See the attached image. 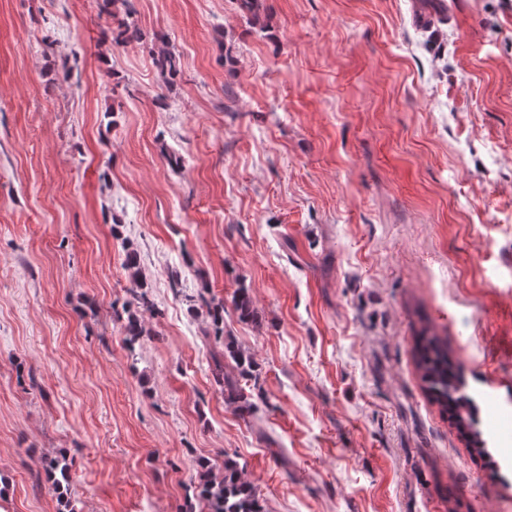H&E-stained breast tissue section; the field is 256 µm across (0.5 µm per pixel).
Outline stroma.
<instances>
[{"mask_svg": "<svg viewBox=\"0 0 512 512\" xmlns=\"http://www.w3.org/2000/svg\"><path fill=\"white\" fill-rule=\"evenodd\" d=\"M412 2L130 0L117 47L103 0H0V512H59L61 454L79 512H187L228 457L266 512H512L413 355L430 323L482 420L512 413V0L424 30ZM205 283L253 416L213 382ZM128 13L130 11L126 12V17L120 16L119 13L112 14L111 33L112 43L115 45H122L139 37L138 30L127 20ZM153 65L167 83L176 79L181 72L179 56L165 48L153 53ZM125 269L131 278L135 288H132L134 307L125 310L124 330L127 342L132 345L145 336L147 333L142 314L144 312H155V305L152 301L146 284L143 280L139 258L137 252L133 249H126Z\"/></svg>", "mask_w": 512, "mask_h": 512, "instance_id": "stroma-1", "label": "stroma"}]
</instances>
